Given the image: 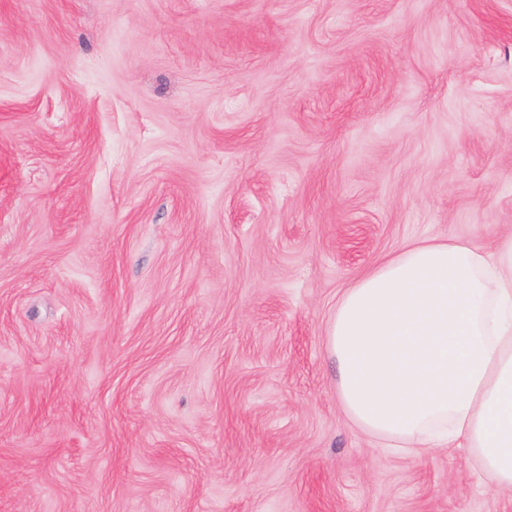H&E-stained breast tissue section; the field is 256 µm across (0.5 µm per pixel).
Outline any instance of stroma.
Returning a JSON list of instances; mask_svg holds the SVG:
<instances>
[{"label":"stroma","mask_w":512,"mask_h":512,"mask_svg":"<svg viewBox=\"0 0 512 512\" xmlns=\"http://www.w3.org/2000/svg\"><path fill=\"white\" fill-rule=\"evenodd\" d=\"M512 241V0H0V512H512L385 453L326 336Z\"/></svg>","instance_id":"obj_1"}]
</instances>
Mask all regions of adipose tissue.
<instances>
[{"instance_id": "obj_1", "label": "adipose tissue", "mask_w": 512, "mask_h": 512, "mask_svg": "<svg viewBox=\"0 0 512 512\" xmlns=\"http://www.w3.org/2000/svg\"><path fill=\"white\" fill-rule=\"evenodd\" d=\"M327 349L347 416L384 448H467L512 489V247L405 244L342 293Z\"/></svg>"}]
</instances>
